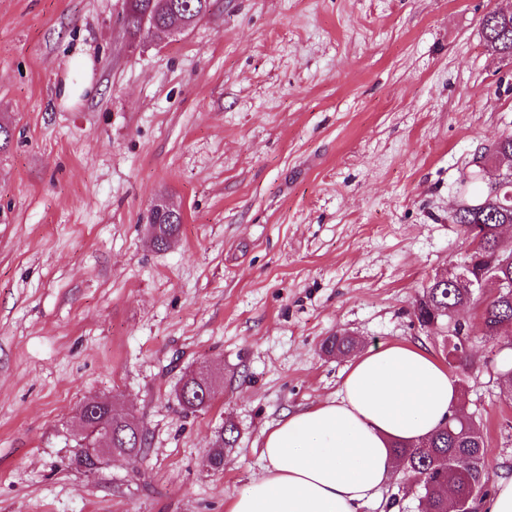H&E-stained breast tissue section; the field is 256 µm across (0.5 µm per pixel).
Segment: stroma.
Segmentation results:
<instances>
[{"mask_svg":"<svg viewBox=\"0 0 512 512\" xmlns=\"http://www.w3.org/2000/svg\"><path fill=\"white\" fill-rule=\"evenodd\" d=\"M512 0H212L185 34L131 35L124 0H0V512H226L282 416L335 397L322 342L442 358L413 303L467 247L475 158L512 133V65L481 21ZM83 72L70 71L75 57ZM84 93L62 99L64 81ZM183 222L150 244L154 204ZM456 374L493 476L512 398ZM208 366L210 408L175 388ZM111 397L147 457L71 463ZM238 438L212 471L224 423ZM359 341L348 334H335L329 336L321 345L325 355H348L358 348Z\"/></svg>","mask_w":512,"mask_h":512,"instance_id":"obj_1","label":"stroma"}]
</instances>
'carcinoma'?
Here are the masks:
<instances>
[{
    "mask_svg": "<svg viewBox=\"0 0 512 512\" xmlns=\"http://www.w3.org/2000/svg\"><path fill=\"white\" fill-rule=\"evenodd\" d=\"M211 0H125V15L132 35L151 26H168L179 18H203L210 10ZM488 49L501 59L512 63V14L494 11L481 22ZM164 208L151 211L149 223L154 226L152 245L174 238L180 225L166 222ZM453 222L464 237L471 235V227L483 225L486 238L480 248L483 260L469 274L472 280L480 275L495 277L512 285V262L493 259L500 252L512 253L493 233L501 224H512V185L500 188L489 182L475 200L463 202V210L453 215ZM475 305L482 310L479 331L482 338L496 344L508 343L512 338V292L493 294L483 298L465 280L450 275L442 282L431 281L416 300L413 315L423 328L441 329L448 333L451 346L445 353L448 365L466 373L472 366L471 348L474 340L469 327L453 320L456 309ZM359 341L348 334H335L325 339L321 350L328 356L348 355L358 348ZM208 376L194 372L182 378L180 386L187 394L178 400L183 412L194 414L211 405L213 396L207 392ZM106 404H96L85 410L88 431L98 430L99 422L112 419V449L122 453L145 454L148 438L140 436L132 427L135 417L129 414L110 417ZM236 442L235 427L224 426L222 434L213 443L208 464L214 470L224 469V449ZM395 455L406 466L410 480L403 486L404 495L418 498L419 512H448V481H453L457 503L465 510L477 509L491 496L492 474L486 458V439L475 416L460 409L431 436L408 448L394 445Z\"/></svg>",
    "mask_w": 512,
    "mask_h": 512,
    "instance_id": "cac0c4a2",
    "label": "carcinoma"
}]
</instances>
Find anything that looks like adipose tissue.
<instances>
[{
	"mask_svg": "<svg viewBox=\"0 0 512 512\" xmlns=\"http://www.w3.org/2000/svg\"><path fill=\"white\" fill-rule=\"evenodd\" d=\"M446 365L408 342L353 355L335 398L290 412L262 443L265 467L226 512H362L417 444L459 410Z\"/></svg>",
	"mask_w": 512,
	"mask_h": 512,
	"instance_id": "adipose-tissue-1",
	"label": "adipose tissue"
}]
</instances>
